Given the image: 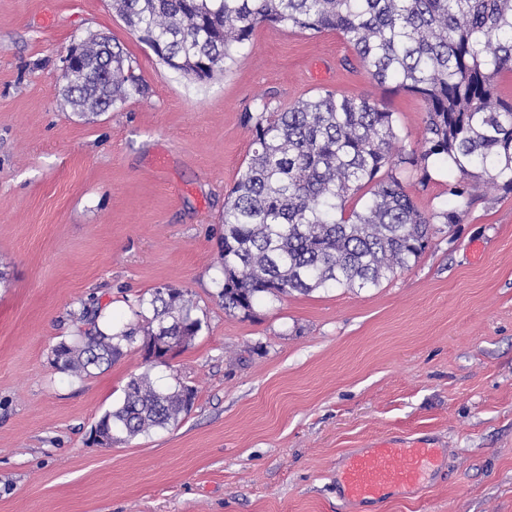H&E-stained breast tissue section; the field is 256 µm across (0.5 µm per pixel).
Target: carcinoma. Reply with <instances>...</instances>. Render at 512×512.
<instances>
[{
	"instance_id": "cac0c4a2",
	"label": "carcinoma",
	"mask_w": 512,
	"mask_h": 512,
	"mask_svg": "<svg viewBox=\"0 0 512 512\" xmlns=\"http://www.w3.org/2000/svg\"><path fill=\"white\" fill-rule=\"evenodd\" d=\"M112 7L169 68L204 82L223 70L257 26L331 31L355 53L370 79L423 104L421 146L397 149L394 112L366 97L330 90L280 111H246L254 150L224 203V279L218 298L250 312L266 297L320 288H376L416 264L437 234L464 222L482 182L512 193V98L499 78L512 75V0H112ZM62 81L85 117L118 107L147 86L109 38L82 43ZM448 160L452 206L425 212L404 175ZM366 191L360 208L348 198ZM143 324H97L55 349L58 368L77 378L109 366L124 346L154 336L186 347L201 321L190 294L156 288ZM194 390L156 387L144 372L121 404L96 423L103 444L130 441L176 425Z\"/></svg>"
}]
</instances>
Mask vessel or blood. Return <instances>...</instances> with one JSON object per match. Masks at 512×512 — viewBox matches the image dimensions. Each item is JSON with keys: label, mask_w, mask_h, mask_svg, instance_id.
Returning a JSON list of instances; mask_svg holds the SVG:
<instances>
[{"label": "vessel or blood", "mask_w": 512, "mask_h": 512, "mask_svg": "<svg viewBox=\"0 0 512 512\" xmlns=\"http://www.w3.org/2000/svg\"><path fill=\"white\" fill-rule=\"evenodd\" d=\"M440 456V449L425 440L381 439L367 451L349 454L336 483L345 502L381 501L392 492L422 487Z\"/></svg>", "instance_id": "1"}]
</instances>
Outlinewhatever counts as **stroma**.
<instances>
[{
	"mask_svg": "<svg viewBox=\"0 0 512 512\" xmlns=\"http://www.w3.org/2000/svg\"><path fill=\"white\" fill-rule=\"evenodd\" d=\"M120 44L145 95L94 117L62 93L71 44ZM333 32L258 26L194 81L132 34L112 0H0V512H344L336 469L374 439L442 451L429 489L371 512H512V194L484 188L464 223L376 288H327L225 310L224 198L252 152L245 110L321 90L395 113L418 147L422 105L374 83ZM406 176L449 205L448 162ZM189 290L202 327L149 363L132 344L85 379L53 349L85 326L151 316ZM196 392L177 426L105 448L100 416L131 377Z\"/></svg>",
	"mask_w": 512,
	"mask_h": 512,
	"instance_id": "stroma-1",
	"label": "stroma"
}]
</instances>
